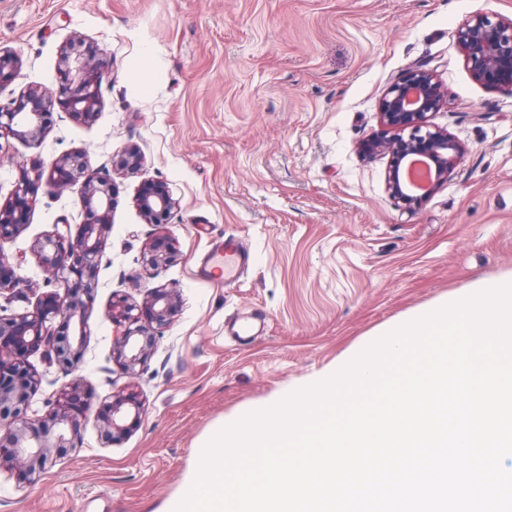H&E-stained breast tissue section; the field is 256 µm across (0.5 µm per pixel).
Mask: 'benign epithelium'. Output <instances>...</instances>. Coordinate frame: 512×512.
<instances>
[{
  "label": "benign epithelium",
  "instance_id": "benign-epithelium-1",
  "mask_svg": "<svg viewBox=\"0 0 512 512\" xmlns=\"http://www.w3.org/2000/svg\"><path fill=\"white\" fill-rule=\"evenodd\" d=\"M464 62L473 78L486 86L512 89V19L478 12L457 28ZM20 62L0 45V84L13 81ZM59 89L55 94L30 87L6 105L0 104V139L16 138L29 145L41 143L45 116L60 108L79 120L97 111L98 66L74 53L62 51L58 68ZM444 101L442 86L430 69H408L386 90L380 102L382 124L394 131L362 142L365 158H388L386 190L404 212L414 214L430 194L452 172L463 147L447 131L427 123L428 114ZM143 160L135 148L126 149L113 162V170L134 172ZM83 203L99 216L76 236L59 225L37 238L32 246L43 275L42 282L28 284L36 295L32 308L0 314V468L33 483L53 459V451L76 447L81 418L91 407L92 395L84 392L85 379L77 375L70 386L48 401L50 410L38 419L28 417L32 396L39 390L41 375L30 363L31 353L46 347L61 365L80 357L87 332V307L103 257L104 238L111 230L113 184L89 166L85 153L56 158L48 167L34 169V176L21 170L14 188L0 204V295L15 289L17 279L3 276L11 269L4 243L22 231L35 205L32 185L42 182L54 193H63L79 178ZM145 223L164 224L178 206L165 183L146 179L135 198ZM153 267L176 260L178 251L167 236L157 237L146 253ZM179 304L176 288L157 286L147 290L142 305L123 296L112 299L106 317L122 333L113 342V354L129 378L137 375L155 345V337L137 323L147 319L162 326L174 316ZM142 404L134 383L129 381L113 394L109 412L100 419L101 436L108 443L131 434L141 418Z\"/></svg>",
  "mask_w": 512,
  "mask_h": 512
}]
</instances>
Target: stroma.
<instances>
[{
	"label": "stroma",
	"instance_id": "1",
	"mask_svg": "<svg viewBox=\"0 0 512 512\" xmlns=\"http://www.w3.org/2000/svg\"><path fill=\"white\" fill-rule=\"evenodd\" d=\"M512 18V0H0V43L20 58L0 103L29 86L58 89L60 50L81 36L101 75L86 121L54 111L40 145L0 140V202L20 169L87 152L108 170L133 146L141 172L115 177L112 229L87 311L78 360L96 395L76 448L31 486L0 473V512H159L197 445L225 418L287 391L368 343L383 327L473 283L512 271V93L476 82L455 32L468 15ZM416 65L445 91L431 125L465 148L447 181L413 214L386 190L387 161L360 158L380 135L387 87ZM147 178L179 207L144 223L134 203ZM81 183L36 191L29 224L7 245L16 274L42 279L33 242L91 216ZM166 233L180 256L145 267ZM240 239L252 259L232 287L207 278L211 247ZM180 291L135 380L138 427L100 438L96 412L127 378L112 358L113 295L143 286ZM263 315L238 338L230 321ZM42 415L71 374L36 351Z\"/></svg>",
	"mask_w": 512,
	"mask_h": 512
}]
</instances>
